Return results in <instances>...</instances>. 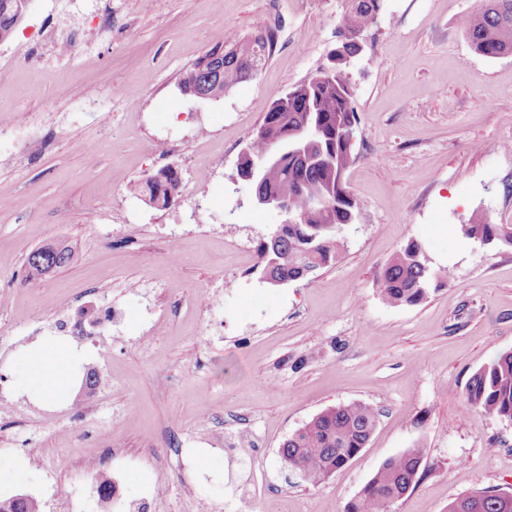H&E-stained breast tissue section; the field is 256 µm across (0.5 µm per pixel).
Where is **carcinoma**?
I'll list each match as a JSON object with an SVG mask.
<instances>
[{"instance_id":"obj_1","label":"carcinoma","mask_w":512,"mask_h":512,"mask_svg":"<svg viewBox=\"0 0 512 512\" xmlns=\"http://www.w3.org/2000/svg\"><path fill=\"white\" fill-rule=\"evenodd\" d=\"M384 2L348 0L336 23V47L330 52L329 65L317 72L319 79L296 86L298 95L288 97L286 103L275 100L251 133L243 158L267 161L264 189L287 191L297 220L275 228L272 236L260 241L257 267L262 277L270 274L288 283L300 279L306 269L327 265L336 258L343 227L355 220L357 203L340 176L353 162L346 136L358 122L349 68L362 51L363 37L377 23ZM20 20L17 0H0V32H12ZM461 26L476 53L487 58L512 54V0H486L480 11L462 19ZM274 41L271 30L215 38L185 74L196 88L221 98L257 75L243 55L252 50L265 61ZM132 190L146 205L168 209L181 196L182 178L178 171L165 167L137 180ZM316 196L323 204L313 209L311 200ZM462 232L469 239L498 240L512 246V227L507 224H490L480 218L462 225ZM43 251L41 264L28 262L29 275L64 267L73 258L71 248L64 244L45 245ZM440 276L447 279L451 273ZM440 276L425 263L421 245L411 241L385 264L381 294L392 305L417 304ZM465 394L467 402L482 413L512 422V349L476 371ZM377 418V410L366 403L332 406L288 436L280 448L281 458L289 470L319 485L366 447ZM422 458V449L410 448L386 460L342 512H394L395 505L417 484ZM448 512H512V493L486 490L464 495L448 506Z\"/></svg>"}]
</instances>
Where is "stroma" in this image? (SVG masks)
<instances>
[{"label":"stroma","mask_w":512,"mask_h":512,"mask_svg":"<svg viewBox=\"0 0 512 512\" xmlns=\"http://www.w3.org/2000/svg\"><path fill=\"white\" fill-rule=\"evenodd\" d=\"M482 2L385 0L351 68L356 219L335 260L280 288L255 270L277 218L249 205L236 167L274 100L327 64L347 0H111L108 29L94 0L27 10L0 41V457H25L31 476L1 497L113 512L76 467L92 458L128 499L166 484L141 512H191L195 497L211 512H341L410 448L423 451L421 479L396 512L512 492V423L465 397L512 348V246L460 232L480 214L512 225V55L477 54L460 27ZM227 28L276 29L256 78L217 100L181 94L182 73ZM62 35L85 54L68 57ZM89 86L97 100L77 103ZM167 164L182 192L157 210L130 186ZM190 209L211 222L183 223ZM411 241L451 278L392 306L379 278ZM54 242L71 263L27 278V255ZM105 309L119 323H100ZM78 314L94 329L63 338L73 387L42 398L24 353ZM353 401L379 413L367 447L316 487L288 471V435Z\"/></svg>","instance_id":"obj_1"}]
</instances>
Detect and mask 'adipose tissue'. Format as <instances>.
<instances>
[{"label":"adipose tissue","mask_w":512,"mask_h":512,"mask_svg":"<svg viewBox=\"0 0 512 512\" xmlns=\"http://www.w3.org/2000/svg\"><path fill=\"white\" fill-rule=\"evenodd\" d=\"M28 363L34 371L39 395L53 399L67 391L71 376L70 354L56 338L38 341L28 353Z\"/></svg>","instance_id":"1"}]
</instances>
